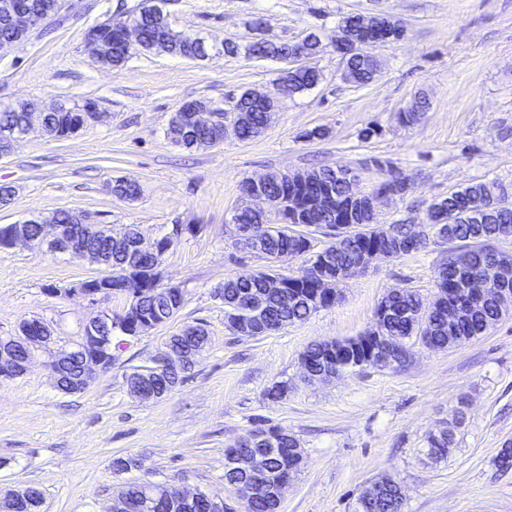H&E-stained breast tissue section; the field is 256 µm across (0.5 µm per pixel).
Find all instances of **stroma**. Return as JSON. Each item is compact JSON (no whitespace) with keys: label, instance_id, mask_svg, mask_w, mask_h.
<instances>
[{"label":"stroma","instance_id":"stroma-1","mask_svg":"<svg viewBox=\"0 0 512 512\" xmlns=\"http://www.w3.org/2000/svg\"><path fill=\"white\" fill-rule=\"evenodd\" d=\"M69 20L41 25L28 40L0 54V109L24 101L35 108L94 103L104 112L75 135L30 134L0 157V224H17L68 210L110 225L136 226L146 240L176 224L199 230L166 254L162 281L185 292L167 323L112 349V366L84 391L66 394L53 383L52 354L80 341L99 311L121 312L116 295L94 302L77 293L100 267L33 246L0 250V336L37 318L52 337L23 376L0 381V488L36 486L41 512H105L118 487L153 481L198 488L244 512L241 492L224 481V452L249 432L279 427L299 442L304 464L286 489L280 512H359L373 480L388 477L403 490L402 512H512V469L495 458L512 445V314L485 335L434 350L414 344L405 362L358 369L314 384L301 379L300 358L315 341L345 340L372 328L387 290L407 287L432 300L447 245L396 260H378L340 284L341 299L308 320L265 336L233 333L217 291L224 280L264 270V255L235 245L229 220L241 206L240 185L268 172L345 166L369 193L382 174L367 157L391 161L411 184L380 204L381 224H422L428 205L474 181H490L512 197V0H167L170 27L207 41L244 44L255 19L271 40L333 35L348 13L386 12L405 28L402 40L375 45L382 70L366 86L342 78V60L325 48L309 64L322 74L314 88L281 100L257 138L186 149L168 134L186 102L223 107L227 96L272 90L282 68L274 60L213 55L194 60L131 48L125 64L102 66L87 50L96 24L150 0H74ZM429 107L402 124L416 92ZM321 126L323 139L306 130ZM376 136L362 140L365 128ZM136 181L137 199L116 197L113 180ZM203 324L209 344L183 383L164 397L133 396L126 376L184 326ZM287 385L278 400L267 396ZM466 419L441 459L428 437L457 405ZM128 456L138 468L117 472Z\"/></svg>","mask_w":512,"mask_h":512}]
</instances>
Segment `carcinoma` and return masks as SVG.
Here are the masks:
<instances>
[{
    "label": "carcinoma",
    "instance_id": "cac0c4a2",
    "mask_svg": "<svg viewBox=\"0 0 512 512\" xmlns=\"http://www.w3.org/2000/svg\"><path fill=\"white\" fill-rule=\"evenodd\" d=\"M359 14L344 15L338 24V33L331 38V44L345 63V81L356 86H365L374 81L379 73L380 62L365 61L352 52V44L362 38L358 23ZM139 24L143 40L151 42L163 36L164 29L158 17L145 7L139 15ZM102 40L112 45V63L115 67L125 64L129 55L122 33L107 20L94 28ZM404 36V27L395 24L389 28L375 31V37L381 43L396 42ZM171 54L193 58L196 54L194 40L188 35L172 36ZM323 48L322 38L308 34L305 42L299 44L290 41H273L261 35L249 42L238 45L224 44V54L242 55L247 59L277 60L283 63L291 61L299 52L311 56ZM288 94L294 95L315 86L318 83L316 70H304L288 67ZM231 100L243 109V121L240 140L249 141L258 137L268 126L270 113L268 107L253 101H246L239 96ZM428 106L427 99L419 96L411 108L400 113V120L413 124ZM80 111L67 108L62 112H50L45 118V125L57 138H67L73 130V123ZM27 115L13 108L0 110V129L5 127H26ZM216 135L211 129L196 128L190 121H184L178 131L176 143L186 148H201L214 145ZM364 164L388 173L387 179L379 186L396 184L394 167L388 161L376 156L365 159ZM311 181L290 180L274 175L268 182L266 191L274 199L292 209L291 218L298 224L307 226L305 230L295 229L291 233L276 231L260 214L243 215L240 223L262 230L265 248L261 253L274 263L279 253L290 249L298 255L306 254L307 245L314 233L330 235V229L338 224H357L361 233L343 245L336 241L327 242V249L332 254L333 263L327 265L331 271L348 270L356 264L360 251L375 246L383 252L386 259H397L420 249L433 236L448 244V257L437 272L435 280L436 294L445 304L463 303L471 305L468 318L457 323L453 331H448V309L423 306L421 296L409 288H394L385 298L392 310L388 318L389 335L401 339L394 350L395 362H404L410 354V338L419 337L434 349H446L470 341L486 333L499 320L500 313L496 297L502 288L512 289V273L491 281L482 275V266L490 262L497 249L494 242L500 239L503 229L512 230V202L506 200L505 193L496 191V187L486 182H473L465 187L448 193L439 201L432 202L426 212L423 236L414 237L412 224L368 223L367 208L362 202L352 200L347 183L337 175V170L321 168L314 171ZM113 192L123 199H135L140 194V186L135 181L119 179L112 184ZM90 246L98 251L112 253L111 266L118 269L123 266L124 255L114 245L104 239L90 241ZM277 273L270 268L267 271L241 274L224 281L222 290L224 303L230 307L241 308L247 305L250 297L263 292L266 294L267 318L257 335L263 336L277 332L288 326L307 320L318 310L336 304V299L329 298L321 288L318 271L305 268L293 279L292 288L288 289V304L282 306L278 301V291L264 287L266 277ZM160 292H146L138 299V306L143 316H153L163 311L164 304L157 299ZM326 348L314 343L306 348L302 359L321 368L325 364ZM464 410H456L455 418L446 430L435 437H429V454L442 457L454 442L455 430L464 422ZM280 451L266 448L261 452L266 456V466L274 477L288 469L292 464L285 448L294 447L295 438L282 431L278 435ZM128 512H172L173 505L166 494L151 489L143 482L126 484L122 489ZM369 512H401V503L395 489L391 488L371 506Z\"/></svg>",
    "mask_w": 512,
    "mask_h": 512
}]
</instances>
